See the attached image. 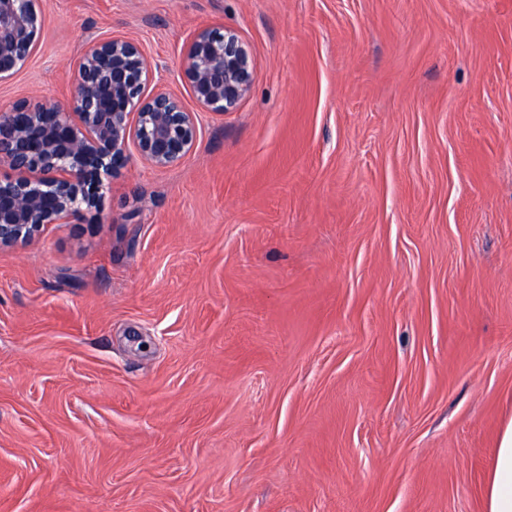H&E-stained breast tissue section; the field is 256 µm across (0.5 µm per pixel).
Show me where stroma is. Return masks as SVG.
<instances>
[{
  "mask_svg": "<svg viewBox=\"0 0 512 512\" xmlns=\"http://www.w3.org/2000/svg\"><path fill=\"white\" fill-rule=\"evenodd\" d=\"M249 45L199 108L192 35ZM138 40L195 111L0 248V512H484L512 419V0H46L0 79ZM181 68L196 102L209 112H230L251 88L249 46L233 30L203 28L191 38Z\"/></svg>",
  "mask_w": 512,
  "mask_h": 512,
  "instance_id": "35a3bbf8",
  "label": "stroma"
}]
</instances>
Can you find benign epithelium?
<instances>
[{"label":"benign epithelium","instance_id":"7a95c632","mask_svg":"<svg viewBox=\"0 0 512 512\" xmlns=\"http://www.w3.org/2000/svg\"><path fill=\"white\" fill-rule=\"evenodd\" d=\"M40 0H0V78L20 69L35 47ZM181 68L196 102L210 112L236 108L251 88L249 46L233 30L203 28ZM151 62L126 36L91 43L76 65L72 103L21 100L0 113V247L32 242L53 224L100 210L102 176L118 175L130 149L158 168L194 149L196 113L175 94L148 89Z\"/></svg>","mask_w":512,"mask_h":512}]
</instances>
